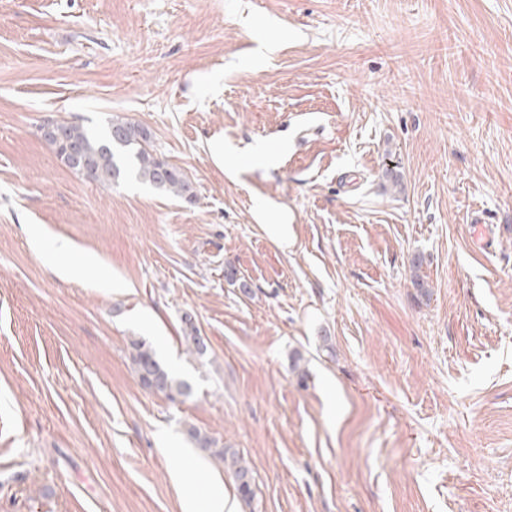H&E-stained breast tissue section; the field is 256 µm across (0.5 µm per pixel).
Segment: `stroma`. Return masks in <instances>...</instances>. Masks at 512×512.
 I'll list each match as a JSON object with an SVG mask.
<instances>
[{
  "instance_id": "1",
  "label": "stroma",
  "mask_w": 512,
  "mask_h": 512,
  "mask_svg": "<svg viewBox=\"0 0 512 512\" xmlns=\"http://www.w3.org/2000/svg\"><path fill=\"white\" fill-rule=\"evenodd\" d=\"M115 116L194 201L39 131ZM63 239L97 271L55 275ZM134 340L191 396L143 389ZM215 478L238 512H512V0H0V512ZM188 441L194 448L202 452H210L212 456H219L223 459L225 467L231 470L236 479V488L243 500H250L253 497V480L249 467L243 464V460L235 452L229 453L227 449L218 448L214 439L209 437L195 427L186 430Z\"/></svg>"
}]
</instances>
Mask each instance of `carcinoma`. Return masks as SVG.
I'll list each match as a JSON object with an SVG mask.
<instances>
[{
    "label": "carcinoma",
    "mask_w": 512,
    "mask_h": 512,
    "mask_svg": "<svg viewBox=\"0 0 512 512\" xmlns=\"http://www.w3.org/2000/svg\"><path fill=\"white\" fill-rule=\"evenodd\" d=\"M56 156L69 169L102 186H110L127 173L155 189L178 198L192 200L191 182L176 166L147 148V131L132 121L111 120L102 131H91L79 124L63 122L58 135L43 136ZM131 359L141 385L157 390L169 400L187 398L191 385L164 367L151 346L142 340L131 341ZM188 441L202 452L223 459L236 479L237 492L244 500L253 497L252 474L236 453L217 447L214 439L195 427L186 430Z\"/></svg>",
    "instance_id": "1"
}]
</instances>
